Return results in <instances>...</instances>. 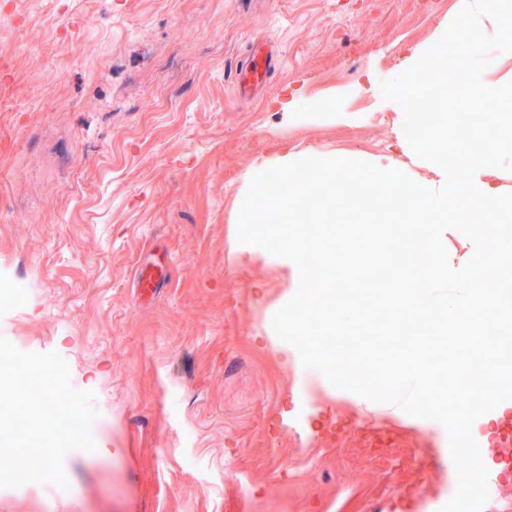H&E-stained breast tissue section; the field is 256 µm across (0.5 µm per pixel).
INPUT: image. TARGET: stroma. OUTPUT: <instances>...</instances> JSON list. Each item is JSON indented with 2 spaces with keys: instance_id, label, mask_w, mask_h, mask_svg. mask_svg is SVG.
Wrapping results in <instances>:
<instances>
[{
  "instance_id": "1",
  "label": "stroma",
  "mask_w": 512,
  "mask_h": 512,
  "mask_svg": "<svg viewBox=\"0 0 512 512\" xmlns=\"http://www.w3.org/2000/svg\"><path fill=\"white\" fill-rule=\"evenodd\" d=\"M464 0H0V274L30 304L0 338L57 352L93 392L96 449L69 486L0 489V512H427L433 424H386L404 452L360 440L369 400L281 357L284 258L240 259L248 179L297 158L432 164L399 147L381 81L431 46ZM281 65L235 94L252 44ZM290 115L272 103L289 86ZM311 410L304 444L288 427ZM251 492H243L239 475Z\"/></svg>"
}]
</instances>
